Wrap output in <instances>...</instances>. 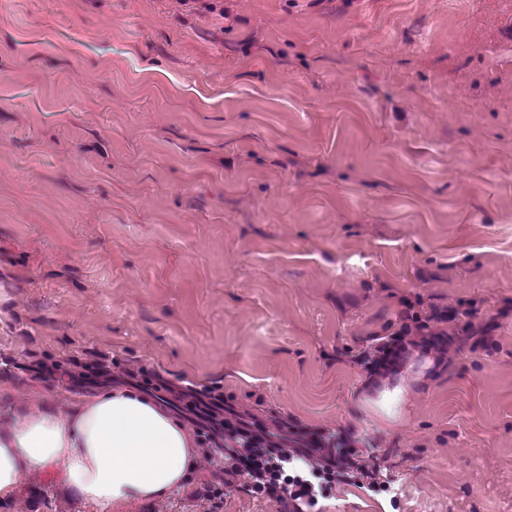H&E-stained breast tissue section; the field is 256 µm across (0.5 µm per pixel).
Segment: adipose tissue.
I'll return each instance as SVG.
<instances>
[{"label":"adipose tissue","mask_w":512,"mask_h":512,"mask_svg":"<svg viewBox=\"0 0 512 512\" xmlns=\"http://www.w3.org/2000/svg\"><path fill=\"white\" fill-rule=\"evenodd\" d=\"M441 362L428 349L412 351L368 380L363 407L385 422H400ZM14 399L10 389L0 388V499L12 497L26 475L44 465L61 467L68 485L106 504L162 498L198 466L192 432L159 400L101 390L60 410L31 402L17 411Z\"/></svg>","instance_id":"1"}]
</instances>
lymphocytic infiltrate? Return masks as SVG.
<instances>
[{
    "instance_id": "lymphocytic-infiltrate-1",
    "label": "lymphocytic infiltrate",
    "mask_w": 512,
    "mask_h": 512,
    "mask_svg": "<svg viewBox=\"0 0 512 512\" xmlns=\"http://www.w3.org/2000/svg\"><path fill=\"white\" fill-rule=\"evenodd\" d=\"M152 388L193 415L204 459L223 457L225 476L243 478L251 493L276 501L283 512H313L328 489L380 472L379 463L361 459L343 433H313L280 417L259 419L228 404L220 383L160 378Z\"/></svg>"
}]
</instances>
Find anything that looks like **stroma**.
I'll use <instances>...</instances> for the list:
<instances>
[{"instance_id": "1", "label": "stroma", "mask_w": 512, "mask_h": 512, "mask_svg": "<svg viewBox=\"0 0 512 512\" xmlns=\"http://www.w3.org/2000/svg\"><path fill=\"white\" fill-rule=\"evenodd\" d=\"M495 327L390 425L360 357L403 298ZM311 430L395 489L318 512H512V0H0V384L89 354ZM0 512H280L199 461L164 498L54 465Z\"/></svg>"}]
</instances>
